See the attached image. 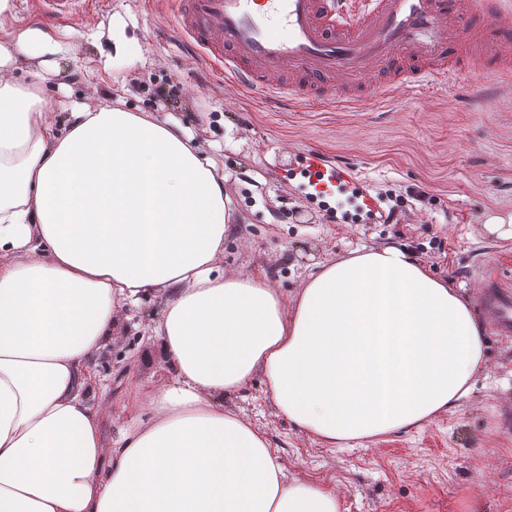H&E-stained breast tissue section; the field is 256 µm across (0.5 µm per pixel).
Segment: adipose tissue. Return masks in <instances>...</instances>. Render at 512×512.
<instances>
[{"label":"adipose tissue","mask_w":512,"mask_h":512,"mask_svg":"<svg viewBox=\"0 0 512 512\" xmlns=\"http://www.w3.org/2000/svg\"><path fill=\"white\" fill-rule=\"evenodd\" d=\"M40 41L0 40V512H339L225 398L259 374L328 446L386 436L473 391L482 321L395 246L322 264L292 296L225 275L214 159L153 112L58 118ZM147 296L169 378L132 386L112 441L98 364Z\"/></svg>","instance_id":"1"}]
</instances>
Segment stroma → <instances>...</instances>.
I'll return each mask as SVG.
<instances>
[{"label":"stroma","mask_w":512,"mask_h":512,"mask_svg":"<svg viewBox=\"0 0 512 512\" xmlns=\"http://www.w3.org/2000/svg\"><path fill=\"white\" fill-rule=\"evenodd\" d=\"M145 2L79 0L74 14L52 23L39 0H15L0 18V39L35 29L69 47L68 56L43 57V91L57 102L180 120L215 158L234 202L225 273L261 270L292 295L323 263L396 245L469 304L487 267L512 290V248L485 229L490 215L512 213V97L496 111L474 112L422 85L381 107L271 112L183 48L165 0L150 9ZM116 16L138 55H114ZM95 29L100 39L90 38ZM311 146L327 166L356 169L373 211H395V223L340 224L337 211L353 207L348 197L325 208L310 201L284 171ZM158 310L148 298L123 308L121 334L98 365L112 401L106 437L129 420L122 402L132 383L165 376L148 340ZM485 356V371L458 408L350 448L323 445L288 420L259 375L224 407L264 431L289 477L333 489L341 512H512V339L486 331Z\"/></svg>","instance_id":"35a3bbf8"}]
</instances>
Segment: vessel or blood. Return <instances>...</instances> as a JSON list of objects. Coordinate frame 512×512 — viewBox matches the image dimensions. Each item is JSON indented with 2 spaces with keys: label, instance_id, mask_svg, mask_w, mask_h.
Masks as SVG:
<instances>
[{
  "label": "vessel or blood",
  "instance_id": "vessel-or-blood-1",
  "mask_svg": "<svg viewBox=\"0 0 512 512\" xmlns=\"http://www.w3.org/2000/svg\"><path fill=\"white\" fill-rule=\"evenodd\" d=\"M181 42L233 86L275 112L383 105L426 82L453 87L466 67L489 65L470 105L496 110L512 90V0H174ZM389 73L374 83V73ZM291 83L269 82L270 74ZM320 151L303 154L318 191L352 182V169L324 171ZM481 300L498 331L512 332V295L485 282Z\"/></svg>",
  "mask_w": 512,
  "mask_h": 512
}]
</instances>
